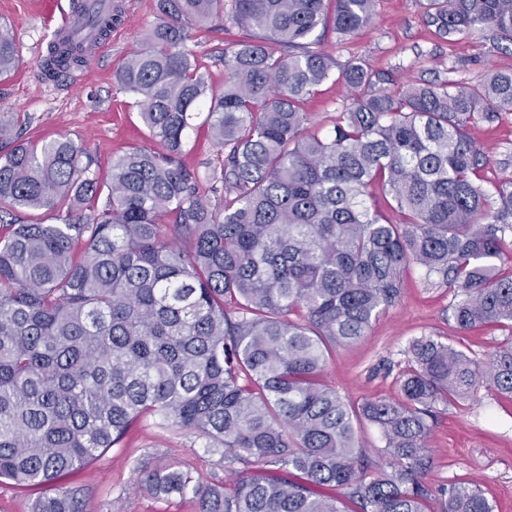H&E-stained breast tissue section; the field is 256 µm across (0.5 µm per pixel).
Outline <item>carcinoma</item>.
I'll return each mask as SVG.
<instances>
[{"instance_id": "cac0c4a2", "label": "carcinoma", "mask_w": 512, "mask_h": 512, "mask_svg": "<svg viewBox=\"0 0 512 512\" xmlns=\"http://www.w3.org/2000/svg\"><path fill=\"white\" fill-rule=\"evenodd\" d=\"M326 2L157 0L115 81L160 150L113 157L102 204L82 144L28 142L20 118L0 120V210L66 207L58 224L15 220L0 236V479L42 489L31 512H87L57 479L143 416L221 453L222 483L177 463L135 469L145 492L190 494L198 512H493L476 485L429 482V419L486 384L512 399V341L483 363L415 339L390 400L352 403L322 375L396 304L411 265L460 290L457 329H512V179L480 183L487 156L470 135L512 114V71L397 84L362 63L339 69L317 30L356 33L376 0H334L331 14ZM73 11L112 27L88 0ZM217 19L246 31L224 44L221 91L188 46ZM423 20L450 42L487 31L512 54V0H428ZM86 61L83 41L52 44L44 72ZM17 62L1 27L0 74ZM334 77L351 102L314 133L306 104ZM202 112L221 154L206 175L215 208L176 161ZM375 181L394 222L367 203ZM360 419L379 430L385 465L359 449Z\"/></svg>"}]
</instances>
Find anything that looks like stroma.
Listing matches in <instances>:
<instances>
[{"mask_svg":"<svg viewBox=\"0 0 512 512\" xmlns=\"http://www.w3.org/2000/svg\"><path fill=\"white\" fill-rule=\"evenodd\" d=\"M72 0H0V26L12 32L18 64L0 76V119L21 114L23 139L33 142L66 136L83 143L102 183L110 181L113 156L134 148H155L133 96L121 92L116 69L143 42L156 21L157 0H116L119 17L112 38L100 55L77 70L76 76L46 78L38 65L53 29ZM425 0H377L372 21L348 39L325 32L319 50L338 65L361 62L394 73L399 80L480 82L489 71H512V54L475 33L448 42L423 22ZM237 27L215 22L197 33L194 49L214 89L224 85L220 57L225 41L241 38ZM340 81L320 85L307 109L321 131L331 130L348 103ZM472 135L489 163L482 170L485 185L512 178V114L475 126ZM217 148L206 128L190 131L179 160L192 172L208 171ZM456 291L430 285L422 272L409 267L397 304L377 319L359 341L338 347L325 376L342 397L359 402L396 395L394 379L409 358L411 342L430 336L479 359L512 340V332L487 328L458 333L451 317ZM427 446L433 458L428 476L433 485L476 482L494 512H512V400L494 389L480 388L476 399L437 403ZM176 460L194 475L224 479L220 455L203 449L201 439L170 423L148 419L134 424L121 444L105 450L65 479L83 489L89 512H197L192 496L156 498L136 489L138 463Z\"/></svg>","mask_w":512,"mask_h":512,"instance_id":"35a3bbf8","label":"stroma"}]
</instances>
